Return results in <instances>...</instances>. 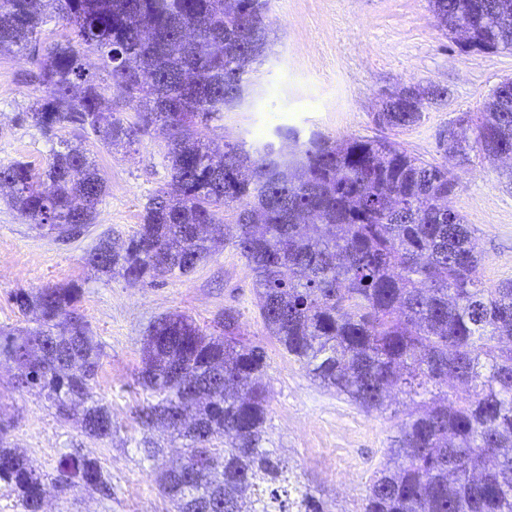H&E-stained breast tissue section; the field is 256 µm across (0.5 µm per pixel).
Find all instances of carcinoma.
<instances>
[{"mask_svg": "<svg viewBox=\"0 0 512 512\" xmlns=\"http://www.w3.org/2000/svg\"><path fill=\"white\" fill-rule=\"evenodd\" d=\"M437 27L468 31L473 52H512V0H429ZM69 31L46 54L48 24ZM270 35L268 0H0V55L26 53L43 95L24 113L42 132H91L129 150L167 126L171 189L145 204L139 229L117 245L99 240L87 262L98 272L153 284L192 272L225 244L255 274L260 317L285 354L366 413L392 395L415 410L398 423L387 464L370 478L360 512H512V282L483 283L469 225L450 205L458 180L448 164L401 149L386 135L301 139L278 127L255 144L227 140L214 153L200 129L239 107L250 67ZM93 48L133 119L112 111L108 90L75 44ZM448 90L392 94L374 113L383 131L411 127ZM47 166H0V193L39 228L89 224L106 193L92 157L60 139ZM437 148L462 166L475 152L512 153V79L480 114L462 112ZM231 214V222L224 216ZM72 282L9 294L38 322L0 329V358L21 368L16 388L38 389L63 421L91 439L112 436V415L94 400L98 347ZM239 314L228 307L220 333L170 314L149 330L135 383L152 401L136 420L184 441L186 463L206 469L158 491L171 512H328L314 491L296 489L265 447L269 403L263 348L239 345ZM461 393L448 398V378ZM0 418V482L22 512H42L46 482L112 496L97 459L61 456L57 475L7 445Z\"/></svg>", "mask_w": 512, "mask_h": 512, "instance_id": "carcinoma-1", "label": "carcinoma"}]
</instances>
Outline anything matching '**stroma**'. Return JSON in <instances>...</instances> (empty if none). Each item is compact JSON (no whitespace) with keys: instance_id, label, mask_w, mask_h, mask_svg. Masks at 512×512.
I'll list each match as a JSON object with an SVG mask.
<instances>
[{"instance_id":"1","label":"stroma","mask_w":512,"mask_h":512,"mask_svg":"<svg viewBox=\"0 0 512 512\" xmlns=\"http://www.w3.org/2000/svg\"><path fill=\"white\" fill-rule=\"evenodd\" d=\"M269 19L270 41L249 75V97L204 131L216 150L237 137L270 138L281 125L332 139L372 137L378 133L373 114L386 93L439 85L449 90L445 102L425 106L416 125L390 134L401 148L437 162L439 132L460 113L479 112L488 94L512 78V52L461 51L456 39L433 25L428 0H270ZM43 93L27 56H0V164L24 160L39 169L48 163L56 138L22 119ZM83 146L107 190L79 239L59 243L55 233L30 224L0 195V328L31 325L9 302L11 291L81 284L80 312L101 351L95 391L115 426L111 438H87L78 423L57 420L38 390L16 389V365L0 361V414L14 421L12 446L49 473L63 453L78 450L97 458L111 478L108 498L46 485L47 512H169L156 478L179 460L183 447L158 430L162 455L151 462L139 452L142 431L134 412L146 394L134 375L143 340L158 318L172 313L215 329L228 307L240 314L242 341L267 353L269 448L291 480L318 490L334 512H359L365 487L397 435L395 419L364 413L283 353L259 315L254 274L232 245L193 272L152 286L97 273L86 262L88 253L99 239L132 235L148 198L170 176L162 131L151 132L127 153L90 134ZM454 172L459 185L451 205L474 233L482 280L512 281V187L496 164L476 155Z\"/></svg>"}]
</instances>
